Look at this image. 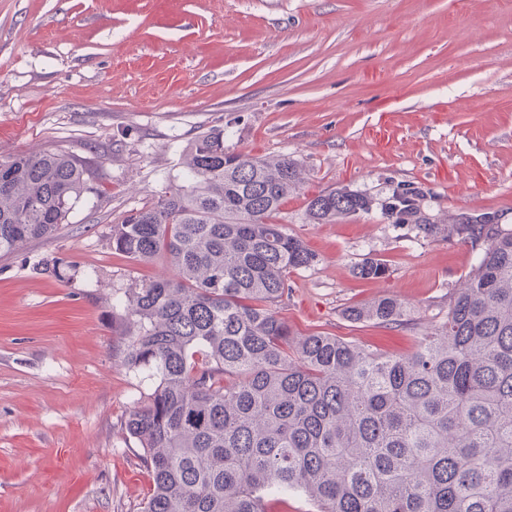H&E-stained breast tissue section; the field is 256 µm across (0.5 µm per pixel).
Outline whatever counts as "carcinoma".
<instances>
[{
  "instance_id": "cac0c4a2",
  "label": "carcinoma",
  "mask_w": 512,
  "mask_h": 512,
  "mask_svg": "<svg viewBox=\"0 0 512 512\" xmlns=\"http://www.w3.org/2000/svg\"><path fill=\"white\" fill-rule=\"evenodd\" d=\"M183 183L112 226V249L164 260L167 279L131 291L124 365L155 385L124 427L153 488L144 512H280L293 492L313 512H512V230L461 213L479 256L447 320L393 357L325 333L301 334L276 307L316 254L275 221L301 183L298 160L224 152L197 137ZM86 168L60 152L0 158V252L45 237L81 198ZM411 184L375 202L347 187L307 203L317 224L380 206L395 224L434 222ZM362 280L387 264L366 258ZM346 320L397 328L392 297Z\"/></svg>"
}]
</instances>
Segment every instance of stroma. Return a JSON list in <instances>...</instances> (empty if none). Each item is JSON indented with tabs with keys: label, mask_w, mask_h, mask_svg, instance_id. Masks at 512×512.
<instances>
[{
	"label": "stroma",
	"mask_w": 512,
	"mask_h": 512,
	"mask_svg": "<svg viewBox=\"0 0 512 512\" xmlns=\"http://www.w3.org/2000/svg\"><path fill=\"white\" fill-rule=\"evenodd\" d=\"M212 129L227 153L305 169L277 221L317 261L291 274L280 316L410 355L477 263L452 216L512 229V0H0V157L88 169L57 232L0 254V512H143L123 422L154 382L120 352L131 289L172 270L116 253L112 227L181 182ZM400 184L422 189L433 234L377 208L306 214L330 188ZM367 257L386 277H355ZM384 296L409 325L342 315Z\"/></svg>",
	"instance_id": "obj_1"
}]
</instances>
